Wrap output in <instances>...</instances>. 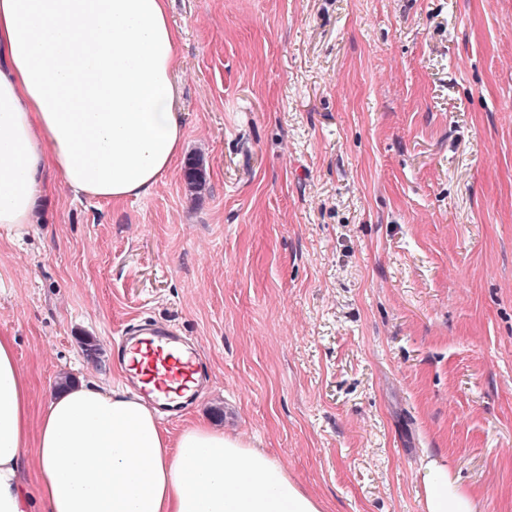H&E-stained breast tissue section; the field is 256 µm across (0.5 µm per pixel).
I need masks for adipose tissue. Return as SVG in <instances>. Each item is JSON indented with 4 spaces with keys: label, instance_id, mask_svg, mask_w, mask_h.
I'll return each mask as SVG.
<instances>
[{
    "label": "adipose tissue",
    "instance_id": "1",
    "mask_svg": "<svg viewBox=\"0 0 512 512\" xmlns=\"http://www.w3.org/2000/svg\"><path fill=\"white\" fill-rule=\"evenodd\" d=\"M169 0H0V239L31 224L51 166L72 193L147 196L180 155ZM33 465L36 488L21 477ZM425 512H479L436 461ZM0 512H324L285 466L197 422L163 429L138 395L59 389L39 418L0 336Z\"/></svg>",
    "mask_w": 512,
    "mask_h": 512
}]
</instances>
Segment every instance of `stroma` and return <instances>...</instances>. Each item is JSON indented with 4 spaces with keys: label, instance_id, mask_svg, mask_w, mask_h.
<instances>
[{
    "label": "stroma",
    "instance_id": "obj_1",
    "mask_svg": "<svg viewBox=\"0 0 512 512\" xmlns=\"http://www.w3.org/2000/svg\"><path fill=\"white\" fill-rule=\"evenodd\" d=\"M183 151L150 195L54 171L0 241V336L39 415L170 322L203 421L325 512H424L434 459L512 512V0H170ZM199 159L206 185L184 171Z\"/></svg>",
    "mask_w": 512,
    "mask_h": 512
}]
</instances>
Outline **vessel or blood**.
<instances>
[{
  "label": "vessel or blood",
  "mask_w": 512,
  "mask_h": 512,
  "mask_svg": "<svg viewBox=\"0 0 512 512\" xmlns=\"http://www.w3.org/2000/svg\"><path fill=\"white\" fill-rule=\"evenodd\" d=\"M138 351L145 353L149 373H133L131 383L167 416H177L207 387L201 352L175 326L148 321L128 329L118 341L117 354L123 358Z\"/></svg>",
  "instance_id": "b4317fda"
}]
</instances>
